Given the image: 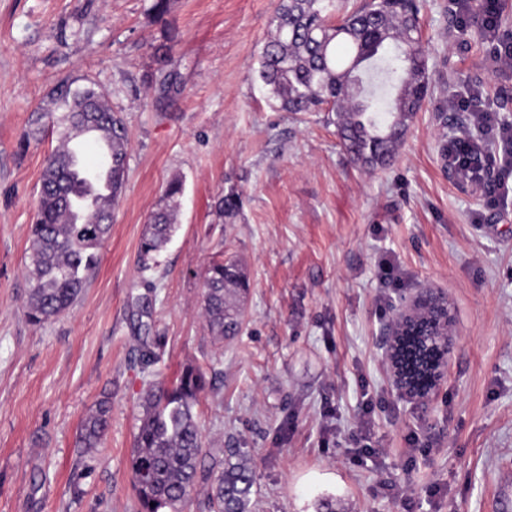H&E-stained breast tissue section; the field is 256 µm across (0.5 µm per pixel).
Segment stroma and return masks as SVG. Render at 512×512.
<instances>
[{"mask_svg": "<svg viewBox=\"0 0 512 512\" xmlns=\"http://www.w3.org/2000/svg\"><path fill=\"white\" fill-rule=\"evenodd\" d=\"M275 3L170 0L159 16L153 0H0V512H137L141 397L188 364L210 381L195 408L205 447L253 460L254 512H321L327 500L336 512H512L501 494L512 483V194L487 205L441 158L470 124L451 99L479 91L512 124V69L495 65L480 23L459 35L448 0H419L431 90L391 165L364 170L326 113L270 105L257 70ZM67 79L121 113L128 177L82 296L36 325L25 266L57 136L20 139ZM176 177L178 229L142 271L143 226ZM231 190L241 208L219 218ZM221 253L249 279L230 341L201 309ZM385 261L399 286L380 283ZM424 288L447 292L457 340L445 384L419 401L393 389L384 333ZM145 343L158 355L149 366ZM104 398L101 447H78Z\"/></svg>", "mask_w": 512, "mask_h": 512, "instance_id": "1", "label": "stroma"}]
</instances>
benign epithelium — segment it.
I'll return each mask as SVG.
<instances>
[{"label":"benign epithelium","instance_id":"7a95c632","mask_svg":"<svg viewBox=\"0 0 512 512\" xmlns=\"http://www.w3.org/2000/svg\"><path fill=\"white\" fill-rule=\"evenodd\" d=\"M445 291L426 288L400 307L385 332L384 354L398 394L429 400L444 383L456 344Z\"/></svg>","mask_w":512,"mask_h":512}]
</instances>
